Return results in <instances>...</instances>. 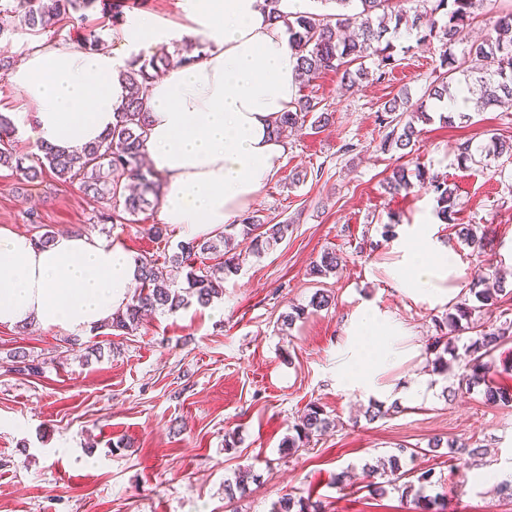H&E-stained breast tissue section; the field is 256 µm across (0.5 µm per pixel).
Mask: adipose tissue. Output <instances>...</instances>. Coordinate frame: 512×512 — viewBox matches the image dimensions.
I'll return each mask as SVG.
<instances>
[{
    "mask_svg": "<svg viewBox=\"0 0 512 512\" xmlns=\"http://www.w3.org/2000/svg\"><path fill=\"white\" fill-rule=\"evenodd\" d=\"M167 23L140 15L122 32L128 54L43 41L11 72L17 124L41 144L71 150L99 141L125 90L120 70L143 46L200 38L191 63L170 67L148 92L141 152L162 178L159 219L188 237L238 223L280 169L286 145L273 122L298 96L296 59L264 0H178ZM421 214L396 250L394 288L435 294L462 288L466 269ZM138 263L116 241L64 233L47 246L0 228V326L31 323L81 334L130 301Z\"/></svg>",
    "mask_w": 512,
    "mask_h": 512,
    "instance_id": "ef3b65f1",
    "label": "adipose tissue"
}]
</instances>
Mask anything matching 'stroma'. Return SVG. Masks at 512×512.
<instances>
[{
	"mask_svg": "<svg viewBox=\"0 0 512 512\" xmlns=\"http://www.w3.org/2000/svg\"><path fill=\"white\" fill-rule=\"evenodd\" d=\"M117 15L100 8L85 20L64 18L52 37L81 42L95 29L121 50L114 18L130 23L142 12L162 19L178 15L176 0H119ZM403 62L384 82L366 80L348 90L326 72L301 89L333 114L323 128L289 132L280 170L251 211L288 225L286 237L255 254L238 239L242 262L224 278L221 297L190 303L176 313H156L129 335L107 328L87 331L71 343L62 331L0 326V512H274L283 496L322 501L323 512H419L412 498L369 492L367 467L411 449L403 467L433 469L444 512H512L495 492L512 481V406L485 403L479 393L446 400L454 378L434 371L427 346L460 292L426 296L393 288L388 269L398 255L385 225L403 233L419 213L434 211L428 187L392 195L383 183L393 169L424 166L454 189L450 223L434 229L452 244L468 277L502 275L512 289V155L459 163L456 146L496 136L512 140V109L493 107L469 120H442L444 104L426 97L438 76L441 46L415 37L394 39ZM424 106L409 155L384 150L379 117L385 101ZM306 172L295 182L296 172ZM100 206L79 183L51 172L34 180L0 168V228L39 239L45 232L97 235L119 241L135 257L163 265L185 236L164 226L149 228L157 210L134 224L98 222ZM459 224L491 230L484 257L455 234ZM342 263L323 277L310 273L324 252ZM329 307L310 309L315 292ZM304 318L282 328L293 307ZM378 309L400 325V351L377 378V397L341 383L357 339L349 321L364 308ZM25 349L41 363L39 374L15 371L9 354ZM398 405L391 416L368 420L370 400ZM318 402L331 426L294 453L280 444L292 434L305 406ZM233 434L226 446L225 434ZM441 448L429 449L433 438ZM484 448L467 468L448 462V442ZM94 459L86 467L85 459ZM256 479L245 494L227 498L225 484L243 469Z\"/></svg>",
	"mask_w": 512,
	"mask_h": 512,
	"instance_id": "obj_1",
	"label": "stroma"
}]
</instances>
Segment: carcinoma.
<instances>
[{"label": "carcinoma", "instance_id": "cac0c4a2", "mask_svg": "<svg viewBox=\"0 0 512 512\" xmlns=\"http://www.w3.org/2000/svg\"><path fill=\"white\" fill-rule=\"evenodd\" d=\"M96 0H8L0 13H12L19 25L33 32H45L70 14V11L86 9ZM280 0H266L270 17L283 21L288 41L296 57L297 79L306 85L325 71L341 74L343 85L351 88L362 80L373 77L382 82L401 65V59L394 54L392 39L406 32L415 35L416 41H438L443 54L440 61V75L436 84L428 90V97L439 102L453 104L456 95L453 88L476 84L480 96L473 101L472 111L481 112L506 101H512V9L492 13L486 19L490 30L487 38L468 45L462 56H456L452 47L459 42L464 30L474 20V9L482 0H420L422 8L408 15L407 0H315L336 5L332 13L297 11L290 17H283L278 9ZM196 60L192 46L187 45L174 52L160 50L148 59L136 60L120 71L119 79L129 89L124 102L117 107L116 122L98 143L80 150L66 151L43 147V157L35 163H28V157L0 149V167H7L22 173L29 179L42 174V168L63 181H78L84 192L96 200L109 203V210L99 212L104 223H135L139 214L154 208L160 202L161 178L144 167L140 158V144L146 133L147 109L143 89L160 72L174 63H190ZM371 66H366V63ZM409 111L407 102L392 99L385 103L380 116L382 123L393 126L383 147L394 146L406 150L411 146L417 131L413 121H402ZM318 113L317 127L329 122V113L321 102L309 96L299 97L294 110L284 113L275 131L295 128L305 123L311 113ZM512 152V144L492 138L485 144L465 140L458 144V160L473 162L478 157L499 156ZM415 176L427 182L435 195L438 214L445 220L451 218L456 206L453 191L448 184L424 169H416ZM411 187L407 168L400 166L387 179L385 190L398 193ZM233 226L215 236L195 238L179 247L168 262L172 268V279L185 276L187 287L176 288L174 284L160 283L157 268L152 262H140L139 280L141 287L128 303L126 309L112 315L106 327L123 334H131L141 327L144 320L157 311L174 313L188 304V296L197 298L201 305H207L222 292L224 276L238 270L240 255L236 253ZM288 233L286 224H270L257 214H247L241 219L239 234L251 239L252 250L259 253L281 241ZM489 228L474 224H460L456 234L477 252H482ZM205 255H215L221 261L213 266L201 267L197 260ZM339 257L334 252H325L320 261L312 266L311 275L325 276L336 270ZM469 299H461L448 308V313L434 319L435 326L442 329L428 344V353L434 356L432 364L436 370L448 366V358L462 361L457 376V386L449 389L451 396L480 389L485 402L489 404H512V391L501 386L495 379L497 374L494 353L507 339L506 333L512 322L500 329L485 328L478 323L475 314L490 311L505 293L504 281L479 275L468 288ZM474 332L469 343L460 347L459 334ZM15 370L35 374L40 365L35 363L24 350L15 349L10 353ZM330 426L324 411L316 403L307 405L300 424L294 427L295 435L284 438L281 447L290 450L322 434ZM399 454L391 455L387 464L381 467L384 481L372 482L368 487L377 495H384L387 487L401 492V496L415 494L422 501L423 512H432L439 496L423 494L425 487L433 484L432 470L408 472L402 469ZM277 512H322L321 504L311 498L284 497Z\"/></svg>", "mask_w": 512, "mask_h": 512}]
</instances>
